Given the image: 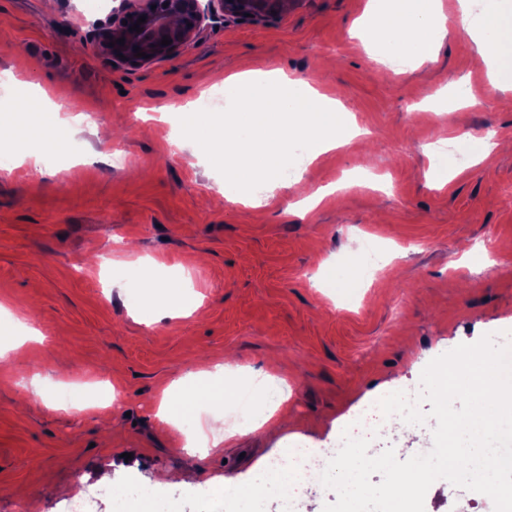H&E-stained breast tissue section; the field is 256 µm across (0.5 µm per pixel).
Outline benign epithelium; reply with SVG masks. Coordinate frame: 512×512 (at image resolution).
<instances>
[{
    "mask_svg": "<svg viewBox=\"0 0 512 512\" xmlns=\"http://www.w3.org/2000/svg\"><path fill=\"white\" fill-rule=\"evenodd\" d=\"M106 21L96 24L91 45L95 53L114 64L139 69L172 56L187 46L207 27V22L232 17L259 22L276 17L302 3V0H117ZM142 32L130 30L137 19ZM172 40L161 44L163 37ZM124 39L119 43L118 39ZM114 46H109V43ZM150 55L136 56L135 48ZM124 58L117 57V54Z\"/></svg>",
    "mask_w": 512,
    "mask_h": 512,
    "instance_id": "7a95c632",
    "label": "benign epithelium"
}]
</instances>
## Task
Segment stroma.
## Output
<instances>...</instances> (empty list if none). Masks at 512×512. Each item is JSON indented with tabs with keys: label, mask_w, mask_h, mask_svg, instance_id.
Listing matches in <instances>:
<instances>
[{
	"label": "stroma",
	"mask_w": 512,
	"mask_h": 512,
	"mask_svg": "<svg viewBox=\"0 0 512 512\" xmlns=\"http://www.w3.org/2000/svg\"><path fill=\"white\" fill-rule=\"evenodd\" d=\"M366 0H303L271 21L209 25L188 47L130 71L90 49L92 25L112 0H0V74L55 89L57 109H88L101 125L75 141L81 163L57 174L0 173V512H115L105 487L152 488L175 512H208L210 489L253 485L293 443L326 447L387 388L419 393L425 366L458 345L494 335L512 344V151L475 163L462 138L512 139V91H482L486 64L471 39L448 30L422 67L369 66L351 34ZM270 65L332 91L368 138L353 140L278 189L263 216L209 202L219 172L172 144L190 123L186 105L216 75ZM471 81L475 104L424 112L436 91ZM150 103L163 121L138 119ZM19 92L0 90V137L26 143L41 120ZM443 146L459 174L428 184L429 147ZM378 187L336 192L307 216L295 203L348 173ZM373 240L378 270L354 253ZM121 252L181 271L200 306L188 318L138 321L102 260ZM356 285L326 288L322 271ZM44 344L13 351L17 323ZM233 365L224 383L266 373L288 385V417L234 435L222 452L190 450L157 415L162 388L204 364ZM109 382L120 427L103 429L88 407L92 382ZM199 471L190 483L164 472Z\"/></svg>",
	"instance_id": "1"
}]
</instances>
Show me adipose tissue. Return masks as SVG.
Returning <instances> with one entry per match:
<instances>
[{
    "mask_svg": "<svg viewBox=\"0 0 512 512\" xmlns=\"http://www.w3.org/2000/svg\"><path fill=\"white\" fill-rule=\"evenodd\" d=\"M457 27L475 40L478 53L488 62L490 90H512V0H483L479 15L460 7ZM442 0H368L356 23V36L376 62L393 59L424 65L432 59L435 42L446 34ZM224 91V116L195 113L190 134L206 145L214 164L229 177L221 192L229 203L254 205L250 188L257 180L270 189L281 187L279 174L292 170L300 181L305 166L321 161L332 151L361 136L354 115L336 98L321 93L303 79H291L277 68H249L217 81ZM305 145L296 157L295 142ZM121 272L129 297L145 323L160 316L187 317L198 308L194 292L183 290L167 297L146 291L161 271L149 257L113 260Z\"/></svg>",
    "mask_w": 512,
    "mask_h": 512,
    "instance_id": "ef3b65f1",
    "label": "adipose tissue"
}]
</instances>
